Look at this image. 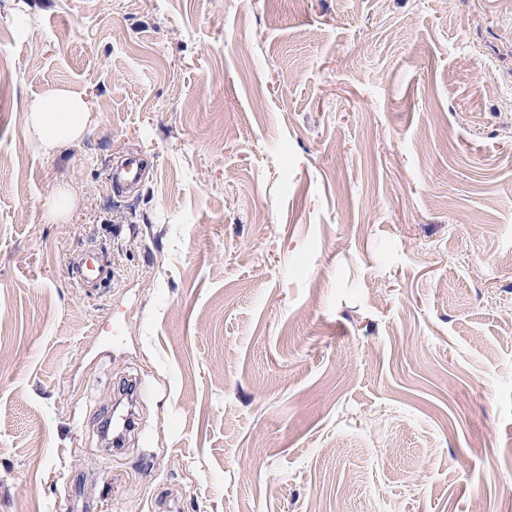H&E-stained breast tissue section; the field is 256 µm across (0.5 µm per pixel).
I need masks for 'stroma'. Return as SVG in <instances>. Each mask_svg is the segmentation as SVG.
Returning <instances> with one entry per match:
<instances>
[{
	"instance_id": "obj_1",
	"label": "stroma",
	"mask_w": 512,
	"mask_h": 512,
	"mask_svg": "<svg viewBox=\"0 0 512 512\" xmlns=\"http://www.w3.org/2000/svg\"><path fill=\"white\" fill-rule=\"evenodd\" d=\"M509 497L512 0H0V512ZM27 119L46 154L76 141L94 121L83 96L63 92H52L36 100Z\"/></svg>"
}]
</instances>
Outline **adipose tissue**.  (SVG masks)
Wrapping results in <instances>:
<instances>
[{
    "instance_id": "obj_1",
    "label": "adipose tissue",
    "mask_w": 512,
    "mask_h": 512,
    "mask_svg": "<svg viewBox=\"0 0 512 512\" xmlns=\"http://www.w3.org/2000/svg\"><path fill=\"white\" fill-rule=\"evenodd\" d=\"M92 122L93 114L85 98L63 92L42 96L28 114V123L47 154L76 141Z\"/></svg>"
}]
</instances>
